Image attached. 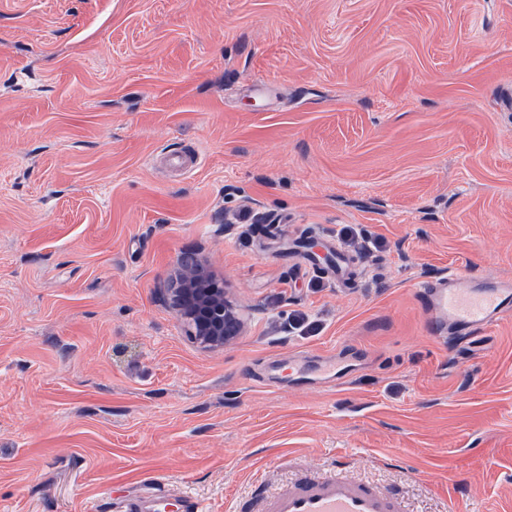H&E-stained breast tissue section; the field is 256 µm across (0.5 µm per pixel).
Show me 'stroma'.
<instances>
[{
    "instance_id": "stroma-1",
    "label": "stroma",
    "mask_w": 512,
    "mask_h": 512,
    "mask_svg": "<svg viewBox=\"0 0 512 512\" xmlns=\"http://www.w3.org/2000/svg\"><path fill=\"white\" fill-rule=\"evenodd\" d=\"M346 225L385 247L309 288ZM185 259L243 315L224 350L172 309ZM448 273L512 283V0H0V512L153 479L256 512L341 467L408 512H506L512 320L428 335L414 290Z\"/></svg>"
}]
</instances>
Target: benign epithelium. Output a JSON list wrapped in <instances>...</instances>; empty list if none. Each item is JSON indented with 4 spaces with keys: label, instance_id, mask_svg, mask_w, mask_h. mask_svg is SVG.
I'll list each match as a JSON object with an SVG mask.
<instances>
[{
    "label": "benign epithelium",
    "instance_id": "benign-epithelium-1",
    "mask_svg": "<svg viewBox=\"0 0 512 512\" xmlns=\"http://www.w3.org/2000/svg\"><path fill=\"white\" fill-rule=\"evenodd\" d=\"M201 275L196 263L182 264L184 287L171 288L175 312L207 350H221L241 332L244 321L222 288H195Z\"/></svg>",
    "mask_w": 512,
    "mask_h": 512
}]
</instances>
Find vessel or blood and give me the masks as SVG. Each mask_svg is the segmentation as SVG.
<instances>
[{
    "label": "vessel or blood",
    "instance_id": "b4317fda",
    "mask_svg": "<svg viewBox=\"0 0 512 512\" xmlns=\"http://www.w3.org/2000/svg\"><path fill=\"white\" fill-rule=\"evenodd\" d=\"M417 295L435 335H478L503 319L512 317V285L486 280L462 287L455 275L441 276L417 288ZM169 492L161 486L128 497L123 512H199L190 496L168 503ZM261 512H406L400 494L337 471L300 478L261 501Z\"/></svg>",
    "mask_w": 512,
    "mask_h": 512
}]
</instances>
